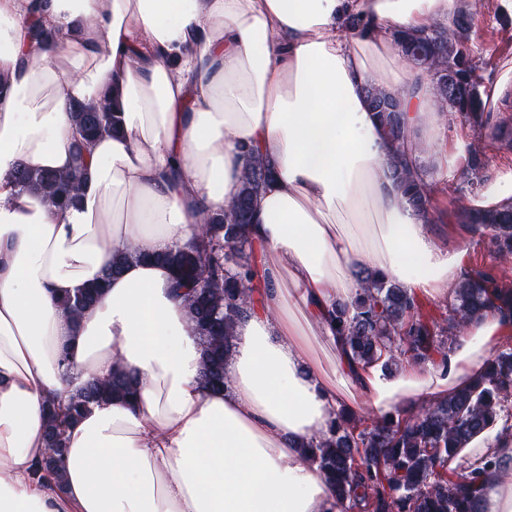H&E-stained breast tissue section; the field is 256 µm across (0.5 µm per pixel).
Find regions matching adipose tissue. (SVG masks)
<instances>
[{"label": "adipose tissue", "instance_id": "ef3b65f1", "mask_svg": "<svg viewBox=\"0 0 512 512\" xmlns=\"http://www.w3.org/2000/svg\"><path fill=\"white\" fill-rule=\"evenodd\" d=\"M36 2L0 0V512H341L302 449L328 433L341 390L409 414L468 385L512 338V312L491 308L443 365L408 358L390 375L353 363L328 319L356 295L361 267L438 301L466 272L464 251L395 189L367 96L372 84L403 91L406 125L424 133L411 147L447 172L462 149L439 135L425 75L397 65L393 34L448 23L458 0H47L54 41L32 57ZM103 94L121 130L91 144L80 203L14 188L16 165L71 166L69 104ZM243 143L273 171L249 229L268 284L213 391L154 257L188 242L199 213L224 211ZM103 277L72 320L61 298ZM118 368L138 376L135 401L90 405L66 429L61 474L44 471L46 402L67 404ZM510 455L497 422L458 458L476 468Z\"/></svg>", "mask_w": 512, "mask_h": 512}]
</instances>
